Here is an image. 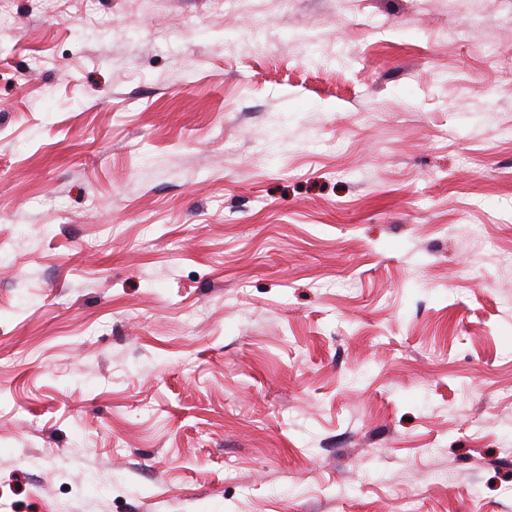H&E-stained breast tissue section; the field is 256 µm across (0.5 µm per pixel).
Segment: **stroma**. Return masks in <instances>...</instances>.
Listing matches in <instances>:
<instances>
[{
    "label": "stroma",
    "mask_w": 512,
    "mask_h": 512,
    "mask_svg": "<svg viewBox=\"0 0 512 512\" xmlns=\"http://www.w3.org/2000/svg\"><path fill=\"white\" fill-rule=\"evenodd\" d=\"M510 487L512 0H0V512Z\"/></svg>",
    "instance_id": "1"
}]
</instances>
